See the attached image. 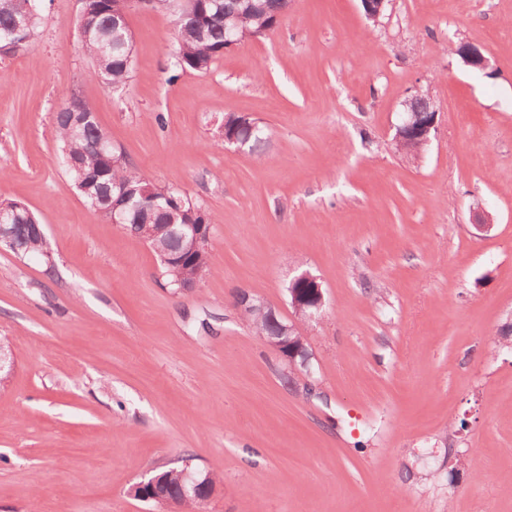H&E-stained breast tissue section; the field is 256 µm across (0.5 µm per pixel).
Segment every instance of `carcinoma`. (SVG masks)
I'll list each match as a JSON object with an SVG mask.
<instances>
[{
  "label": "carcinoma",
  "mask_w": 512,
  "mask_h": 512,
  "mask_svg": "<svg viewBox=\"0 0 512 512\" xmlns=\"http://www.w3.org/2000/svg\"><path fill=\"white\" fill-rule=\"evenodd\" d=\"M290 0H187V17L175 20V65L182 71L205 72L212 63L224 55L225 26H235L238 35L258 38L272 32L281 17L288 11ZM126 8L125 0H92L89 4L86 36L83 37L86 53L93 61L89 77L104 84L118 87L126 83L130 74L129 40H121L120 33L112 29V15ZM21 24L19 38H32L39 24V12L22 17L15 11L12 0H0V32ZM435 105L430 96L417 102V111L409 115L410 128L416 130L431 116ZM104 130L100 124H88L73 129L69 124L68 109L62 108L56 116V137L75 187L90 186L82 193L92 207L97 199L112 192L114 186H131L144 191L136 194L125 205V228L134 237L147 242L152 250L173 252L180 249L179 242L171 236L167 225L179 224L176 210L193 211L201 221L206 220L201 207L180 191L170 193L177 199L175 209L165 205L162 192L167 186L155 183L146 173L132 164L123 154L112 150V164H107L96 145ZM19 253L44 254L47 247L36 237H31L19 226L16 228ZM289 300L299 299L310 303L316 298L315 288L304 282L288 285ZM251 319L259 336H274L278 322ZM182 470L171 469L160 473L164 490L171 497L181 494Z\"/></svg>",
  "instance_id": "cac0c4a2"
}]
</instances>
